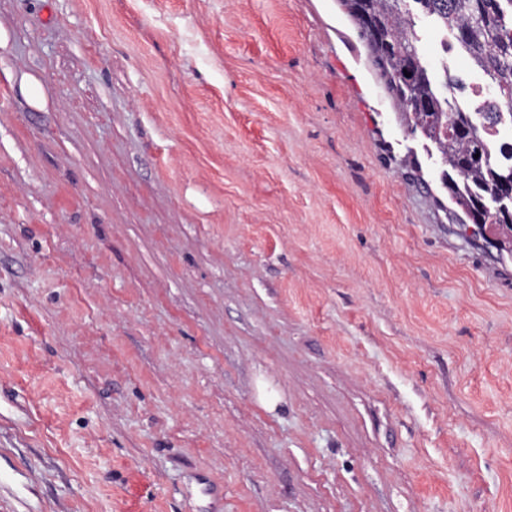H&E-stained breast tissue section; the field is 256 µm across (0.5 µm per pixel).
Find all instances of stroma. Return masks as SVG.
Returning <instances> with one entry per match:
<instances>
[{"instance_id":"stroma-1","label":"stroma","mask_w":512,"mask_h":512,"mask_svg":"<svg viewBox=\"0 0 512 512\" xmlns=\"http://www.w3.org/2000/svg\"><path fill=\"white\" fill-rule=\"evenodd\" d=\"M443 170L340 0H0V512H512Z\"/></svg>"}]
</instances>
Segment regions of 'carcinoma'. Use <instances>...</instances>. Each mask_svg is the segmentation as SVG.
Returning <instances> with one entry per match:
<instances>
[{
  "label": "carcinoma",
  "mask_w": 512,
  "mask_h": 512,
  "mask_svg": "<svg viewBox=\"0 0 512 512\" xmlns=\"http://www.w3.org/2000/svg\"><path fill=\"white\" fill-rule=\"evenodd\" d=\"M341 2L388 91L412 116V130L433 141L448 166L444 181L463 213L459 223L480 229L508 224L505 234L512 237V206L504 207L499 200L502 186L512 183V144L496 151L486 141L488 132L503 121L499 101L512 102V0H414L450 31H465L459 45L497 87L499 98L484 101L474 112L454 102L453 93L463 89L461 80L446 76V95L435 87L415 45L412 16L402 8L406 0Z\"/></svg>",
  "instance_id": "carcinoma-1"
}]
</instances>
